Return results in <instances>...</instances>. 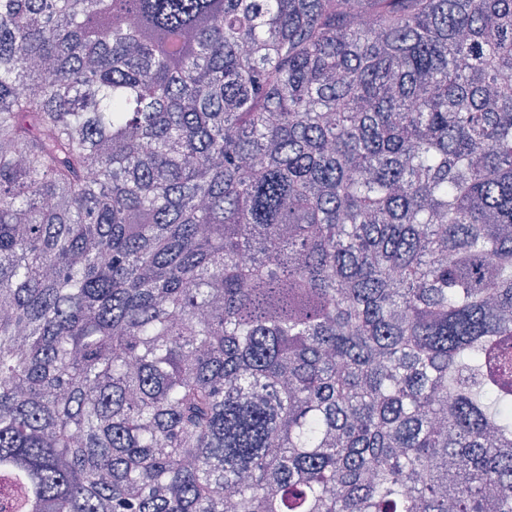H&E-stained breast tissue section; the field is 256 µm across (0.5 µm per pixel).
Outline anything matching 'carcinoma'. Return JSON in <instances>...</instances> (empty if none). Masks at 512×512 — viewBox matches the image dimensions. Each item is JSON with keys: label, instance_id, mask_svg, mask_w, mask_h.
Returning <instances> with one entry per match:
<instances>
[{"label": "carcinoma", "instance_id": "carcinoma-1", "mask_svg": "<svg viewBox=\"0 0 512 512\" xmlns=\"http://www.w3.org/2000/svg\"><path fill=\"white\" fill-rule=\"evenodd\" d=\"M0 512H512V0H0Z\"/></svg>", "mask_w": 512, "mask_h": 512}]
</instances>
